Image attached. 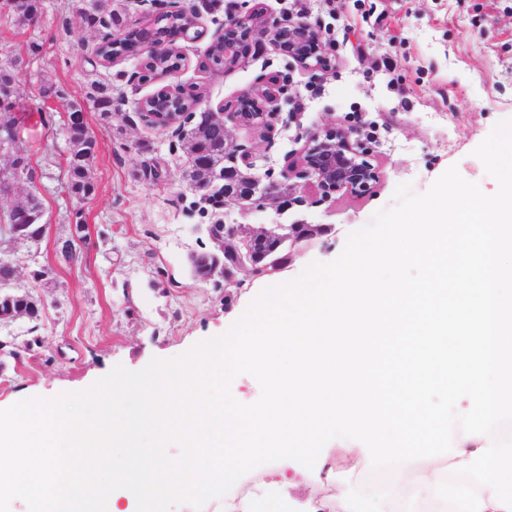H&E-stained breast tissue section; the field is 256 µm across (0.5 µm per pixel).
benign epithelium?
Returning <instances> with one entry per match:
<instances>
[{
  "instance_id": "benign-epithelium-1",
  "label": "benign epithelium",
  "mask_w": 512,
  "mask_h": 512,
  "mask_svg": "<svg viewBox=\"0 0 512 512\" xmlns=\"http://www.w3.org/2000/svg\"><path fill=\"white\" fill-rule=\"evenodd\" d=\"M266 39L308 70L331 69V60L320 52V34L311 23L270 19L258 9L240 17H225L224 32L215 42L224 44V68L231 69ZM281 93L282 88L272 84L244 95L242 100L255 105L258 99L263 98L270 103L277 100ZM211 117L222 123L230 121L261 132L270 129L266 113L259 110L226 112L221 106ZM352 134L350 129L332 126L312 134L290 166V172L299 178L312 180L316 191L323 197L341 190H368L376 179V171L368 160L369 148L353 143ZM17 142V135L14 134L11 142L0 146V150L10 154L13 160L9 168L0 170V213L6 217L5 224L0 226V234L7 237L9 243L26 242L31 237L41 239L48 228V224L42 222L43 209L34 210L12 201L15 186L27 179V169L19 161L22 154ZM280 196L281 190L272 185L262 189H249L241 185L237 175L231 171L226 172L224 177V201L244 210L262 209L276 203ZM214 230L221 250L237 255L238 262L234 268L245 270L252 276L257 275L259 270L269 275L283 267L282 258L263 257L257 253L258 245L271 242L276 250L286 248L288 260L291 261L293 249L300 239L325 233L320 224H269L257 227L250 224H217ZM3 244L4 241L0 240V264L12 268V277L8 281H0V322H10L20 317L12 304L17 269L13 259L1 257Z\"/></svg>"
}]
</instances>
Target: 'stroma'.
<instances>
[{
	"mask_svg": "<svg viewBox=\"0 0 512 512\" xmlns=\"http://www.w3.org/2000/svg\"><path fill=\"white\" fill-rule=\"evenodd\" d=\"M173 5L193 10L202 30L195 40L174 39L184 65L166 81L203 91L192 121L269 79L285 84L268 137L229 128L252 152V176L289 184L280 208L217 206L210 197L223 189L220 179L196 191L185 178L190 160L181 138L153 127L136 108L166 82L142 79L136 56L95 62L111 9H123L128 25L145 26ZM256 6L282 18L293 0H98L90 20L86 0H41L37 21L27 25L0 0V62L17 64L16 129L33 171L14 198L23 201L37 189L48 224L38 246H11L17 283L42 308L37 319L0 325V338L14 348L0 354L1 405L82 391L116 365L137 371L151 358H174L223 335L225 319L242 308L252 287L280 285L312 262L336 259L349 234L395 206L398 185L425 193L454 166L484 193L496 192L474 150L498 122L512 120V0H344L338 15L324 0H307V20L332 51L331 71L306 70L270 43L233 69L201 70L225 16ZM386 58L393 63L388 71L381 67ZM47 85L58 91L49 100L40 96ZM97 85L109 86L115 100L107 125L90 99ZM77 101L98 140L89 172L94 192L85 199L71 196L64 162V116ZM327 124L353 128L371 148L378 178L368 194L340 192L317 204L307 180L288 176L289 155ZM296 222L335 232L302 248L267 280L241 271L228 286L194 276L192 254L216 249L211 225ZM77 224L85 227L87 245L69 263L58 245ZM331 461L335 478L320 495L376 489L357 459L335 452Z\"/></svg>",
	"mask_w": 512,
	"mask_h": 512,
	"instance_id": "35a3bbf8",
	"label": "stroma"
}]
</instances>
